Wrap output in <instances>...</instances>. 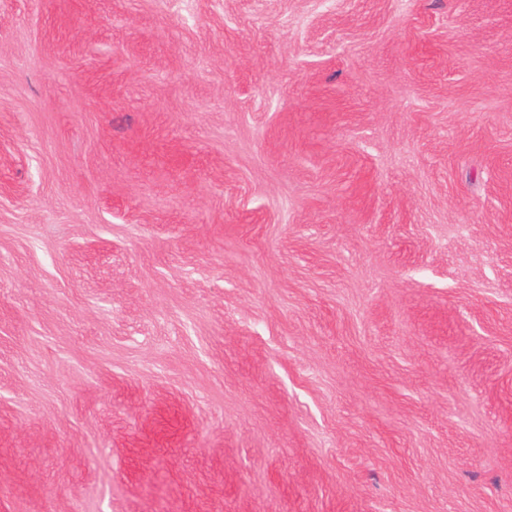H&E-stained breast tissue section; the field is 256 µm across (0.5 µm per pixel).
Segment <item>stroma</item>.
Wrapping results in <instances>:
<instances>
[{
	"label": "stroma",
	"mask_w": 512,
	"mask_h": 512,
	"mask_svg": "<svg viewBox=\"0 0 512 512\" xmlns=\"http://www.w3.org/2000/svg\"><path fill=\"white\" fill-rule=\"evenodd\" d=\"M0 512H512V0H0Z\"/></svg>",
	"instance_id": "1"
}]
</instances>
